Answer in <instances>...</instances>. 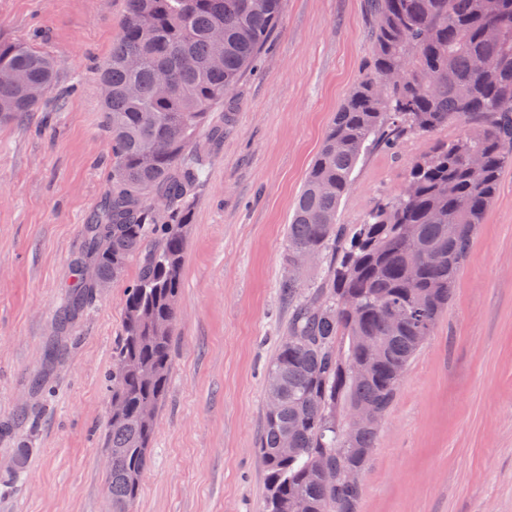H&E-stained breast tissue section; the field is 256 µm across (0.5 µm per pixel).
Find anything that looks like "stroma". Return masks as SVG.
Wrapping results in <instances>:
<instances>
[{
	"mask_svg": "<svg viewBox=\"0 0 512 512\" xmlns=\"http://www.w3.org/2000/svg\"><path fill=\"white\" fill-rule=\"evenodd\" d=\"M126 0H0V39L54 56L34 112L0 119V512H112L105 429L137 278L60 324L112 152L98 73ZM368 0H287L236 84L192 203L169 384L129 512H262L266 370L291 306L278 283L294 200L331 120L372 66ZM451 123L377 149L338 209L358 223ZM24 449L22 473L11 459ZM360 512H512V165L361 475Z\"/></svg>",
	"mask_w": 512,
	"mask_h": 512,
	"instance_id": "1",
	"label": "stroma"
}]
</instances>
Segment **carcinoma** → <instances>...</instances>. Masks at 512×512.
Returning <instances> with one entry per match:
<instances>
[{
  "instance_id": "cac0c4a2",
  "label": "carcinoma",
  "mask_w": 512,
  "mask_h": 512,
  "mask_svg": "<svg viewBox=\"0 0 512 512\" xmlns=\"http://www.w3.org/2000/svg\"><path fill=\"white\" fill-rule=\"evenodd\" d=\"M285 0H126L120 34L99 72L108 88L104 122L112 147L108 192L84 233L73 309L124 276L138 277L124 302V336L112 367L107 421L112 449V512H126L140 491L168 388L192 199L205 181L215 143L224 138L227 103L280 23ZM371 72L336 111L288 224L280 282L292 305L286 336L267 369L258 448L264 512H357L362 485L326 483L321 471L364 470L398 385L456 288L471 238L512 162V0H370ZM488 60L479 70L476 61ZM405 65L401 83L383 91L378 75ZM57 62L19 42L0 41V119L34 111L49 92ZM452 122L461 135L437 141L412 166L409 192L380 199L358 224L337 223L351 175L372 149ZM483 158L473 174L468 157ZM318 255L321 275L307 283L294 257ZM376 340L381 364L352 373L357 339ZM360 403L371 420L343 448L348 411ZM288 438L284 455L280 442Z\"/></svg>"
}]
</instances>
